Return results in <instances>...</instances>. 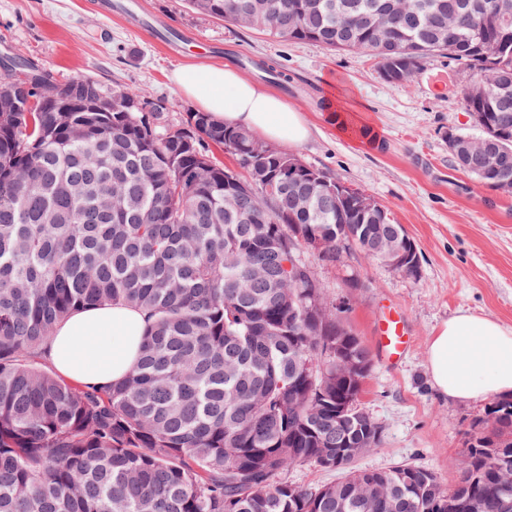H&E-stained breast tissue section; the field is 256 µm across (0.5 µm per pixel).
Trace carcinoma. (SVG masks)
<instances>
[{
  "mask_svg": "<svg viewBox=\"0 0 512 512\" xmlns=\"http://www.w3.org/2000/svg\"><path fill=\"white\" fill-rule=\"evenodd\" d=\"M192 10L279 42L368 52L390 83L446 54L470 79L462 94L479 139L458 167L512 193V0H188ZM288 87V71L261 61ZM26 99L60 97L74 79L15 74ZM86 84L127 112H0V512H434L435 499L502 512L512 492V397L496 398L452 461L454 487L412 463L331 466L310 487L274 482L322 466L336 438V400L359 401L373 360L329 305L314 272L288 256L323 239L336 264L356 248L387 265L372 240L392 224L379 202L206 112L178 125L141 89ZM217 146L235 167L210 154ZM294 248L288 249V241ZM120 303L147 319L122 380L82 386L57 376L41 348L72 312ZM365 370L336 379V355ZM367 417L347 429L369 439ZM339 476L338 472L322 470L315 466H297L288 468V471H284L278 479L288 480V484L310 486L334 482Z\"/></svg>",
  "mask_w": 512,
  "mask_h": 512,
  "instance_id": "1",
  "label": "carcinoma"
}]
</instances>
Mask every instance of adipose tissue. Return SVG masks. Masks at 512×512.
<instances>
[{
	"mask_svg": "<svg viewBox=\"0 0 512 512\" xmlns=\"http://www.w3.org/2000/svg\"><path fill=\"white\" fill-rule=\"evenodd\" d=\"M172 81L199 111L230 128H243L289 147L310 135L301 112L272 90L228 66L186 65ZM146 329L143 314L124 305L78 311L60 323L42 357L60 376L78 384L104 386L125 377L134 365ZM428 368L437 391L471 399L512 395V328L460 313L432 336Z\"/></svg>",
	"mask_w": 512,
	"mask_h": 512,
	"instance_id": "1",
	"label": "adipose tissue"
}]
</instances>
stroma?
Segmentation results:
<instances>
[{
  "label": "stroma",
  "instance_id": "obj_1",
  "mask_svg": "<svg viewBox=\"0 0 512 512\" xmlns=\"http://www.w3.org/2000/svg\"><path fill=\"white\" fill-rule=\"evenodd\" d=\"M133 19L107 18L94 0H0V56L33 60L56 79L90 74L108 87H140L180 123L195 104L172 72L222 63L252 81L251 64L273 60L290 77L282 96L304 112L312 136L291 154L385 205L421 253L418 277L348 255L344 266L310 265L329 300L373 350L359 396L382 428L359 467L412 463L453 486L449 458L466 448L487 398H448L435 389L428 348L435 330L459 313L512 328V195L480 187L459 169L449 132L478 135L460 88L468 75L432 57L409 83L385 81L365 53L331 52L312 42L278 43L190 9L187 0H131ZM360 281L359 289L346 285ZM390 307L406 320L411 346L395 365L375 348V327Z\"/></svg>",
  "mask_w": 512,
  "mask_h": 512
}]
</instances>
